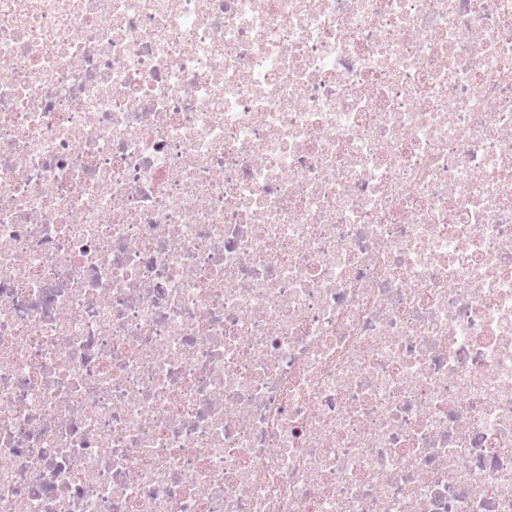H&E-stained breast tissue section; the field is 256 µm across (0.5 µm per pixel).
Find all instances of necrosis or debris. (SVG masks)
Here are the masks:
<instances>
[{
  "mask_svg": "<svg viewBox=\"0 0 512 512\" xmlns=\"http://www.w3.org/2000/svg\"><path fill=\"white\" fill-rule=\"evenodd\" d=\"M0 512H512V0H0Z\"/></svg>",
  "mask_w": 512,
  "mask_h": 512,
  "instance_id": "4bbe7bcc",
  "label": "necrosis or debris"
}]
</instances>
